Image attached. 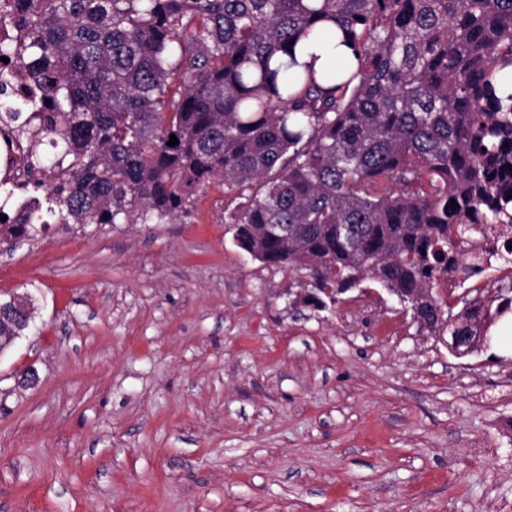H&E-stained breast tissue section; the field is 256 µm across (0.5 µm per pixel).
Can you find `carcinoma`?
<instances>
[{"label":"carcinoma","instance_id":"cac0c4a2","mask_svg":"<svg viewBox=\"0 0 512 512\" xmlns=\"http://www.w3.org/2000/svg\"><path fill=\"white\" fill-rule=\"evenodd\" d=\"M26 2L0 15L18 30L0 57L24 53L31 93L10 100L1 68L0 109L29 168L61 175L46 187L56 223L175 220L220 177L256 259L307 271L320 294L371 279L409 307L466 259L473 225L512 233V92L495 86L512 70V0ZM324 21L354 71L297 59ZM37 220L0 223V240ZM437 303L434 329L474 335L481 305Z\"/></svg>","mask_w":512,"mask_h":512}]
</instances>
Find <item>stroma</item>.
I'll use <instances>...</instances> for the list:
<instances>
[{
    "mask_svg": "<svg viewBox=\"0 0 512 512\" xmlns=\"http://www.w3.org/2000/svg\"><path fill=\"white\" fill-rule=\"evenodd\" d=\"M234 206L217 177L173 221L0 244V293L36 299L0 353V512H512L502 348L455 357L372 281L297 301Z\"/></svg>",
    "mask_w": 512,
    "mask_h": 512,
    "instance_id": "1",
    "label": "stroma"
}]
</instances>
